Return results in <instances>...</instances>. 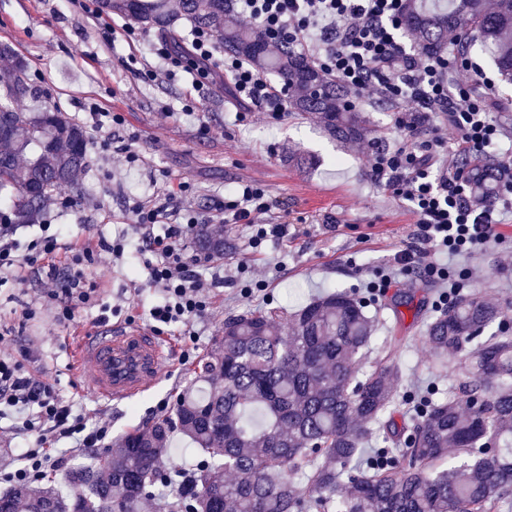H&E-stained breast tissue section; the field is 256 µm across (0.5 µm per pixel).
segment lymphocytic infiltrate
I'll use <instances>...</instances> for the list:
<instances>
[{
    "label": "lymphocytic infiltrate",
    "mask_w": 512,
    "mask_h": 512,
    "mask_svg": "<svg viewBox=\"0 0 512 512\" xmlns=\"http://www.w3.org/2000/svg\"><path fill=\"white\" fill-rule=\"evenodd\" d=\"M238 17L258 26L268 44L292 47L336 82L350 88L357 101L384 102L394 110L398 136L375 156L373 172L396 198L408 203L417 217L414 242L399 251L388 269L379 271L376 287L418 269L444 287L440 304L457 294L450 277L452 264H461L469 278L468 258L501 243L498 224L512 215V202L496 200L476 210L461 175V163L501 154V128L494 117L493 83L481 66L458 48L439 55L413 53L403 39L406 0H235ZM192 54L201 70L224 73L237 99L266 113L274 121L289 112L288 86H274L251 66L233 56H219L214 32L192 33ZM443 118L452 135L435 127ZM273 202L253 183H241L217 201L208 223L243 224L249 248L285 237L288 226L270 221ZM141 243L156 255L147 266V281L160 292L148 311L155 330L189 325L209 307L206 280L195 274L189 247L201 221L181 209L175 194L155 196L134 208ZM127 241L99 240L96 247L78 249L66 277L50 273L62 288L51 291L60 303L59 316L71 320L78 305L87 303L85 266L101 255L119 261ZM58 249L56 234L31 241L20 252L13 227L0 225V283L17 276L23 267L42 265ZM13 411L33 435L19 465H0V484L16 485L42 478L55 466L43 443L47 434L73 440L83 449L102 447L110 434L109 420H88L64 403L51 386L33 380L19 364L0 356V408Z\"/></svg>",
    "instance_id": "1"
}]
</instances>
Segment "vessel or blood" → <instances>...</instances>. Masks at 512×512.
<instances>
[{"mask_svg": "<svg viewBox=\"0 0 512 512\" xmlns=\"http://www.w3.org/2000/svg\"><path fill=\"white\" fill-rule=\"evenodd\" d=\"M173 352L167 338L137 324L80 330L82 385L97 398L124 402L161 382Z\"/></svg>", "mask_w": 512, "mask_h": 512, "instance_id": "vessel-or-blood-1", "label": "vessel or blood"}]
</instances>
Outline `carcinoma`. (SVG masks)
<instances>
[{"instance_id":"1","label":"carcinoma","mask_w":512,"mask_h":512,"mask_svg":"<svg viewBox=\"0 0 512 512\" xmlns=\"http://www.w3.org/2000/svg\"><path fill=\"white\" fill-rule=\"evenodd\" d=\"M407 0L403 27L419 50L441 54L477 44L512 84V0ZM101 11L162 32L181 18L215 32L225 52L276 75L294 95L291 110L311 115L330 136L358 143L370 130L352 92L288 47L232 19L230 0H98ZM37 98L27 64L13 57L0 75V214L37 224L55 189H76L88 165L82 126ZM477 200L490 203L507 168L467 161ZM198 250L224 256V238L201 225ZM378 324L364 303L334 292L296 310L287 327L265 309L229 315L172 412L114 441L63 476L66 497L48 482L0 494V512H142L157 486L166 512H502L512 502V300L459 294L429 314L423 341L442 365L460 357L448 395L427 399L404 419L407 399L397 346L386 337L367 362ZM179 431L210 463L193 474L163 475ZM380 448L368 463L372 433ZM305 485L297 482L298 477Z\"/></svg>"}]
</instances>
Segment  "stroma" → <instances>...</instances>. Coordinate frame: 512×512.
<instances>
[{
    "instance_id": "obj_1",
    "label": "stroma",
    "mask_w": 512,
    "mask_h": 512,
    "mask_svg": "<svg viewBox=\"0 0 512 512\" xmlns=\"http://www.w3.org/2000/svg\"><path fill=\"white\" fill-rule=\"evenodd\" d=\"M121 16L94 17L78 0H0V44L10 45L28 65V75L43 101L57 105L70 119L90 122L91 109L121 113L113 128L115 146L137 133L140 159L131 170L92 154L79 188L60 187L45 210L48 222L61 225L54 266L67 263L74 245L96 246L100 239L125 236L124 260L91 267L95 292L88 304L62 322L47 300L45 273L24 269L19 279L0 285V350L22 364L26 374L49 383L65 402L86 417L106 415L119 436L161 417V402H175L194 377V368L224 329L232 313L252 309L279 310L282 320L310 301L330 292L348 291L365 297L378 319L379 336L399 331L407 338L397 361L402 369L399 391L419 403L433 391L447 389L455 377V360L436 366L422 340L425 316L407 307L393 308L396 291L435 302L439 290L420 273L400 277L393 288L369 290L376 270L388 267L405 249L416 217L375 179L371 168L377 149L396 135L390 108L363 107L371 133L366 140L342 144L307 115L292 112L280 122L254 112L238 120L240 104L222 75L201 81L193 71L179 70L170 79L144 82L128 66L130 53L149 58L162 35L144 28L135 46L111 42L109 24ZM472 58L495 81L494 97L501 108L496 119L503 144H512V84L500 81L488 54L473 49ZM198 107L197 121L181 113L187 101ZM210 134H201L200 124ZM191 184L186 203L207 215L214 200L241 181L262 186L274 202L272 216L289 223L288 235L261 249L247 246L243 225L223 231L224 255L201 266L203 278L220 272L209 291L207 313L190 326L169 331L175 361L165 379L123 403L98 399L81 385L76 366L77 330L108 322L115 326L145 324L159 298L146 281L147 256L133 206L157 194ZM281 264L265 291L246 296L251 276ZM468 287L489 301L512 300V265L499 250L481 254Z\"/></svg>"
}]
</instances>
